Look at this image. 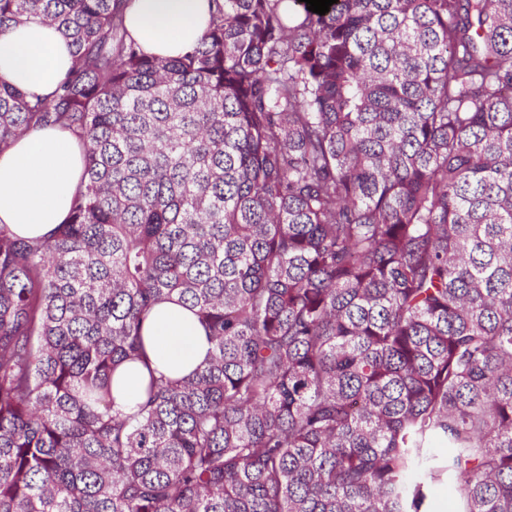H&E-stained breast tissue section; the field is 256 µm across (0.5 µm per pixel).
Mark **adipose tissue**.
Masks as SVG:
<instances>
[{
    "label": "adipose tissue",
    "mask_w": 512,
    "mask_h": 512,
    "mask_svg": "<svg viewBox=\"0 0 512 512\" xmlns=\"http://www.w3.org/2000/svg\"><path fill=\"white\" fill-rule=\"evenodd\" d=\"M211 0H128L125 26L149 55L177 57L206 30ZM72 64L67 41L48 23L31 20L0 38V79L28 97H47ZM83 157L76 138L61 127H36L0 153V224L28 239L49 236L69 215L81 184ZM149 363H124L114 374L117 409L130 410L150 370L167 377L189 374L211 345L190 310L166 301L152 311L144 331Z\"/></svg>",
    "instance_id": "obj_1"
}]
</instances>
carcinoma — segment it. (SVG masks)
Listing matches in <instances>:
<instances>
[{"label": "carcinoma", "mask_w": 512, "mask_h": 512, "mask_svg": "<svg viewBox=\"0 0 512 512\" xmlns=\"http://www.w3.org/2000/svg\"><path fill=\"white\" fill-rule=\"evenodd\" d=\"M72 69L69 219L0 224V512H512V0H215L178 58L123 0H0ZM178 299L212 345L114 409ZM435 448L448 449L436 462ZM149 379V370L141 362L124 363L114 374L112 396L115 407L122 411L130 410L138 400L142 385ZM430 512H457L458 503L453 492V481L447 473H443L438 480L430 486L429 507Z\"/></svg>", "instance_id": "obj_1"}]
</instances>
